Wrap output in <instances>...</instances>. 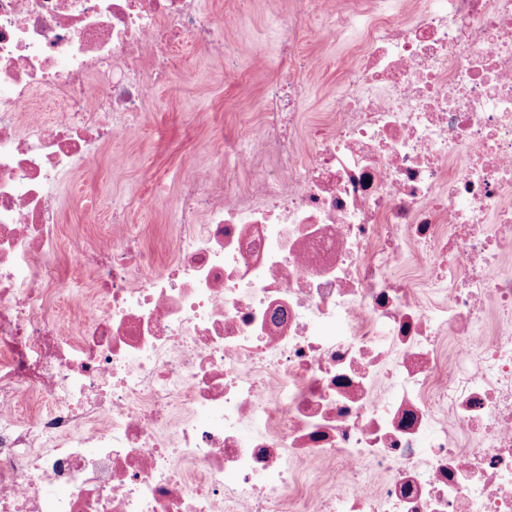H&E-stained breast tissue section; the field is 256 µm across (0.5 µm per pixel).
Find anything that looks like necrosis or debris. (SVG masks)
Returning <instances> with one entry per match:
<instances>
[{"mask_svg":"<svg viewBox=\"0 0 512 512\" xmlns=\"http://www.w3.org/2000/svg\"><path fill=\"white\" fill-rule=\"evenodd\" d=\"M314 22L367 50L304 143ZM222 33L198 0H0V512H512V0H292L263 123L185 162L169 266L126 224L61 272L59 177Z\"/></svg>","mask_w":512,"mask_h":512,"instance_id":"obj_1","label":"necrosis or debris"}]
</instances>
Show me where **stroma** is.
I'll use <instances>...</instances> for the list:
<instances>
[{
  "instance_id": "stroma-1",
  "label": "stroma",
  "mask_w": 512,
  "mask_h": 512,
  "mask_svg": "<svg viewBox=\"0 0 512 512\" xmlns=\"http://www.w3.org/2000/svg\"><path fill=\"white\" fill-rule=\"evenodd\" d=\"M289 0H200L205 14L222 20L226 55L199 44L182 48L151 104V122L135 139L98 147L91 165L63 176L58 186L57 264H64L72 225L87 227L90 243L111 237L114 217L133 225L142 243L172 258L176 228L169 211L186 156L200 167L224 169L226 140L263 119L271 75L281 54L274 21ZM365 46L362 31L337 42L309 29L300 47L316 61L299 107V128L323 124L336 110V91ZM161 190L162 201L138 209L137 198Z\"/></svg>"
}]
</instances>
